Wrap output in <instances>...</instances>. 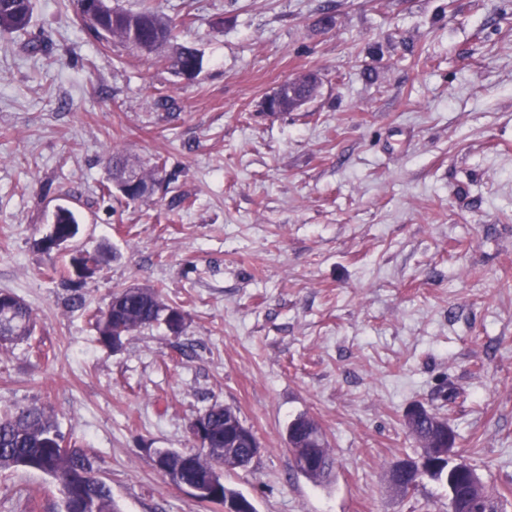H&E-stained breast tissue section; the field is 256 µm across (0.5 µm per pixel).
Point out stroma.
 Here are the masks:
<instances>
[{
    "label": "stroma",
    "mask_w": 512,
    "mask_h": 512,
    "mask_svg": "<svg viewBox=\"0 0 512 512\" xmlns=\"http://www.w3.org/2000/svg\"><path fill=\"white\" fill-rule=\"evenodd\" d=\"M112 6L188 19L177 41L202 69L97 40L73 0H32L28 31L0 33V291L35 321L0 350V412L43 407L90 449L117 512H221L155 464L193 448L216 402L261 443L224 476L256 512H448L443 482L389 483L420 452L405 414L421 405L512 512V0ZM41 34L51 51L30 53ZM307 72L316 98L266 115ZM115 148L162 164L167 190L111 192ZM60 205L79 233L47 252ZM104 246L90 277L52 275ZM130 286L161 289L183 333L100 343L90 312ZM300 415L333 450L327 484L293 466ZM60 510L47 476L0 472V512ZM170 60L174 69L181 75H185L189 68L197 69V73L202 68V55L192 46L181 45L177 47Z\"/></svg>",
    "instance_id": "stroma-1"
}]
</instances>
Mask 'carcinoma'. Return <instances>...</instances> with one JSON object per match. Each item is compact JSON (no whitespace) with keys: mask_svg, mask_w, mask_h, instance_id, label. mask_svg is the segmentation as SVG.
<instances>
[{"mask_svg":"<svg viewBox=\"0 0 512 512\" xmlns=\"http://www.w3.org/2000/svg\"><path fill=\"white\" fill-rule=\"evenodd\" d=\"M31 22L30 0H0V32L25 31ZM95 38L111 42L117 40L141 53L159 54L177 39V25L159 16L150 9L137 13L109 10L100 21V27L82 24ZM177 73L183 75L190 69L202 68V55L187 45L177 47L170 57ZM322 79L310 72L290 78L280 85L283 93H291L290 105L285 112H295V102L318 90ZM112 178L119 179L126 171L133 170L142 187L164 182L162 169L155 166L146 170L135 164L121 151L109 154ZM54 238L65 239L74 233L77 220L71 209L61 207L55 213ZM107 254L102 250L97 257H71V269L80 270L78 278L92 274L88 263H97ZM164 322L169 332L178 336L185 325V314L177 306L165 305L157 288H124L112 294L106 309L95 314L99 340L112 347L122 344L121 335ZM34 330V318L26 303L10 294L0 292V348L11 345L30 336ZM205 421L200 435L199 446L190 452L159 451L155 463L170 481L180 486L184 483H206L216 475L219 450H232L235 463L229 470L245 467L252 462L249 449L224 443V430L231 422H240L237 414L229 407L214 403L197 414ZM415 427L410 435L420 445L422 453L429 452L428 444L443 448L455 447V433L444 424V419L425 407H419ZM312 418L299 416L287 431L288 444L293 453L294 468L315 484L328 482L334 476L335 458L328 441L318 448H301L305 442L304 430ZM64 436L58 430L52 417L44 408L26 406L15 412L0 413V472L15 468H27L50 477L63 493L61 512H76L75 505L87 499L93 505V512H115L112 505V489L99 476L94 457L88 449L71 445V451L62 449Z\"/></svg>","mask_w":512,"mask_h":512,"instance_id":"carcinoma-1","label":"carcinoma"}]
</instances>
